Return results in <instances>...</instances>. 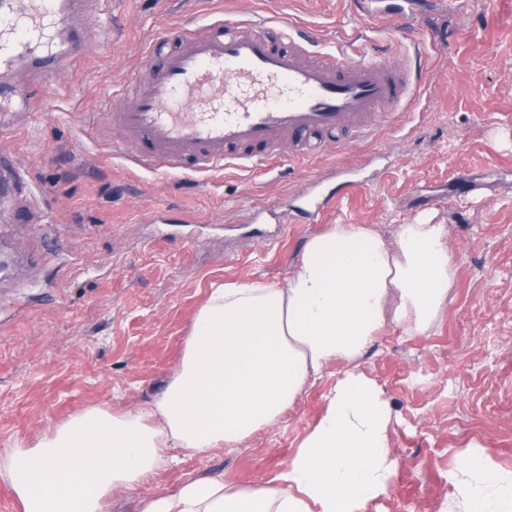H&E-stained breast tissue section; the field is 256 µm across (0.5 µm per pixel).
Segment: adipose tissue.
Instances as JSON below:
<instances>
[{
	"instance_id": "ef3b65f1",
	"label": "adipose tissue",
	"mask_w": 512,
	"mask_h": 512,
	"mask_svg": "<svg viewBox=\"0 0 512 512\" xmlns=\"http://www.w3.org/2000/svg\"><path fill=\"white\" fill-rule=\"evenodd\" d=\"M455 270L442 224L399 225L393 242L335 224L306 242L286 286L213 285L178 371L144 412L89 410L38 446L0 451L23 512H110L112 493L154 477L173 450L206 458L276 423L332 362L344 368L317 425L269 482L202 475L138 512H365L392 488L391 409L358 360L386 325L426 334ZM461 512H512V472L477 451L449 474Z\"/></svg>"
}]
</instances>
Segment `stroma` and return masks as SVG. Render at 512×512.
Instances as JSON below:
<instances>
[{"label":"stroma","mask_w":512,"mask_h":512,"mask_svg":"<svg viewBox=\"0 0 512 512\" xmlns=\"http://www.w3.org/2000/svg\"><path fill=\"white\" fill-rule=\"evenodd\" d=\"M285 15L322 43L351 29L354 0H100L94 38L36 93L38 110L0 127L40 192L50 223L19 224L18 197L0 205V449L34 447L92 408H149L179 368L211 284L285 285L307 240L335 224H368L393 241L422 216L445 225L456 261L432 328L387 326L359 369L391 405L396 474L367 512H451L457 457L476 449L512 471V11L478 0L453 14L386 24L408 42L428 36L427 72L408 109L339 152L244 173L135 166L105 114L118 77L134 76L168 25L211 16ZM352 168L361 182L314 224H268L314 179ZM161 222H153V215ZM342 369L333 363L277 423L207 459L182 457L112 512L204 473L249 486L275 477L323 414Z\"/></svg>","instance_id":"stroma-1"}]
</instances>
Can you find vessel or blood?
Returning a JSON list of instances; mask_svg holds the SVG:
<instances>
[{
	"instance_id": "vessel-or-blood-1",
	"label": "vessel or blood",
	"mask_w": 512,
	"mask_h": 512,
	"mask_svg": "<svg viewBox=\"0 0 512 512\" xmlns=\"http://www.w3.org/2000/svg\"><path fill=\"white\" fill-rule=\"evenodd\" d=\"M92 0H0V105L36 109L32 90L49 81L90 32ZM69 17V50L54 45L57 16ZM344 46L315 48L299 24L273 17L217 18L191 29L169 26L150 41L139 73L122 85L108 115L122 152L149 172L209 173L271 165L282 151L302 157L347 148L375 132L384 108L406 106L411 69L424 42H390L371 53L366 26ZM25 62L29 81L9 76ZM358 182L339 173L296 207L310 221L352 196ZM22 190L39 210L27 173L0 154V191Z\"/></svg>"
}]
</instances>
